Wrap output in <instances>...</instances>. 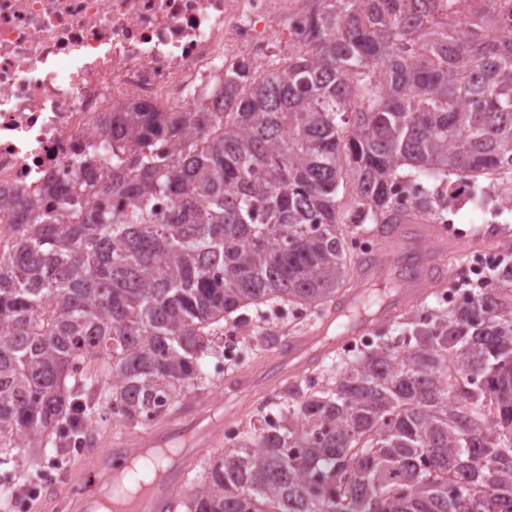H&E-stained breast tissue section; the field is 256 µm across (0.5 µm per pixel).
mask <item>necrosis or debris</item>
<instances>
[{"mask_svg": "<svg viewBox=\"0 0 512 512\" xmlns=\"http://www.w3.org/2000/svg\"><path fill=\"white\" fill-rule=\"evenodd\" d=\"M282 0H0V250L21 198L71 180L113 112L221 105L227 46L258 43Z\"/></svg>", "mask_w": 512, "mask_h": 512, "instance_id": "necrosis-or-debris-1", "label": "necrosis or debris"}]
</instances>
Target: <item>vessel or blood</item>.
<instances>
[{"label": "vessel or blood", "instance_id": "vessel-or-blood-1", "mask_svg": "<svg viewBox=\"0 0 512 512\" xmlns=\"http://www.w3.org/2000/svg\"><path fill=\"white\" fill-rule=\"evenodd\" d=\"M447 260L448 248L439 227L415 225L409 216H400L398 226L392 227L379 248L368 256L356 288L337 299L314 331L286 340L272 354L271 364L279 369L286 367L292 370L304 364H317L343 345L382 327L398 312L423 301L434 287L445 282ZM374 284H386L392 289L379 310L346 324L336 337H328V329L340 322L341 317L353 307L361 289ZM277 384V379L269 377L264 370L245 371L228 381L229 388L237 395L249 397L271 391ZM221 405V397L214 395L174 412L170 430L192 432L193 445L181 449L163 479L145 495L127 501L126 512H176L185 475L196 466L205 450L220 445L223 440L224 421L214 415ZM164 439L161 432L147 437L125 436L115 441L112 447L94 454L90 468L96 483L84 486L71 498V512H93L91 498L96 485L106 484L117 476H127L128 461L141 449L162 446Z\"/></svg>", "mask_w": 512, "mask_h": 512}]
</instances>
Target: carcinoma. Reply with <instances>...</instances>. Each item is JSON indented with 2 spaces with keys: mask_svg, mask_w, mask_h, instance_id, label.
Instances as JSON below:
<instances>
[{
  "mask_svg": "<svg viewBox=\"0 0 512 512\" xmlns=\"http://www.w3.org/2000/svg\"><path fill=\"white\" fill-rule=\"evenodd\" d=\"M480 0L448 23L435 0H313L304 47L224 68V111L142 106L19 204L0 254V457L27 473L79 407L126 426L182 404L224 324L352 281L360 224L381 232L402 181L439 184L432 216L468 180L512 170V13ZM349 187L347 210L340 190ZM124 200L111 206L107 199ZM446 315L398 324L320 387L278 392L275 429L238 440L188 482L185 512H512V263ZM386 291L368 288L351 317ZM98 365L108 396L81 399Z\"/></svg>",
  "mask_w": 512,
  "mask_h": 512,
  "instance_id": "carcinoma-1",
  "label": "carcinoma"
}]
</instances>
